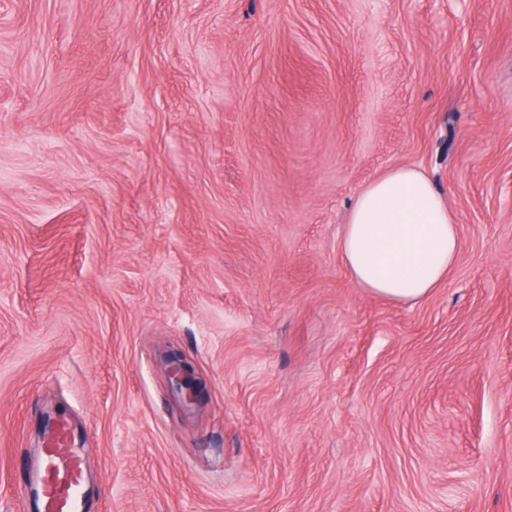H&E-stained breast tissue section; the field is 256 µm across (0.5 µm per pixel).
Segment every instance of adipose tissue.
I'll use <instances>...</instances> for the list:
<instances>
[{"label": "adipose tissue", "mask_w": 512, "mask_h": 512, "mask_svg": "<svg viewBox=\"0 0 512 512\" xmlns=\"http://www.w3.org/2000/svg\"><path fill=\"white\" fill-rule=\"evenodd\" d=\"M460 249L444 198L414 167L387 170L357 195L340 250L354 283L392 302H418L446 281Z\"/></svg>", "instance_id": "obj_1"}]
</instances>
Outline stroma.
<instances>
[{
    "instance_id": "35a3bbf8",
    "label": "stroma",
    "mask_w": 512,
    "mask_h": 512,
    "mask_svg": "<svg viewBox=\"0 0 512 512\" xmlns=\"http://www.w3.org/2000/svg\"><path fill=\"white\" fill-rule=\"evenodd\" d=\"M398 166L417 303L340 253ZM49 414L87 512H512V0H0V512ZM460 249L448 203L415 167L387 170L357 195L340 250L354 283L392 302H418L446 281ZM168 361L170 363L169 378L172 385L183 392L189 401L196 400L201 391L202 382L197 376L194 366L174 351L169 354Z\"/></svg>"
}]
</instances>
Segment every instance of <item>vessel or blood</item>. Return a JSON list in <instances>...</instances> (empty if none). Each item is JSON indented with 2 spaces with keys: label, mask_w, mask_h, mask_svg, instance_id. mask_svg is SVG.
<instances>
[{
  "label": "vessel or blood",
  "mask_w": 512,
  "mask_h": 512,
  "mask_svg": "<svg viewBox=\"0 0 512 512\" xmlns=\"http://www.w3.org/2000/svg\"><path fill=\"white\" fill-rule=\"evenodd\" d=\"M40 512H85L87 475L84 453L71 440L67 422H59L33 475Z\"/></svg>",
  "instance_id": "b4317fda"
}]
</instances>
